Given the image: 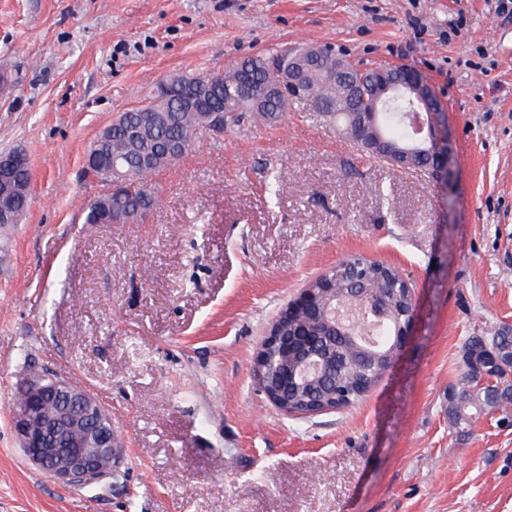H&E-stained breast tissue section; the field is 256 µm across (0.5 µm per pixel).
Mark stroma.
<instances>
[{
    "mask_svg": "<svg viewBox=\"0 0 512 512\" xmlns=\"http://www.w3.org/2000/svg\"><path fill=\"white\" fill-rule=\"evenodd\" d=\"M496 0H0V153L31 177L0 224V512H512V427L448 422L467 337L512 327V12ZM318 45L407 63L448 119L452 176L378 161L335 120L201 130L139 224L85 231L91 143L173 73ZM284 189L270 192L272 178ZM350 255L413 285L411 333L354 406H273L253 361L277 314ZM88 388L123 442L111 482L26 458L15 388ZM10 196L13 202V205L16 208L26 209L27 203L24 201V197L21 194L12 193L10 188L3 187L0 185V196ZM12 205H5L3 203L0 204V223L1 224H17L19 218L18 210Z\"/></svg>",
    "mask_w": 512,
    "mask_h": 512,
    "instance_id": "35a3bbf8",
    "label": "stroma"
}]
</instances>
